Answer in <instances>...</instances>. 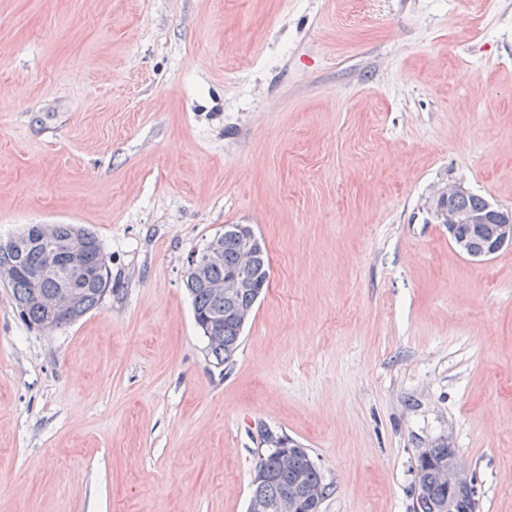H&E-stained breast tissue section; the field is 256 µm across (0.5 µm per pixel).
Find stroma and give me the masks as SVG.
<instances>
[{
    "label": "stroma",
    "mask_w": 512,
    "mask_h": 512,
    "mask_svg": "<svg viewBox=\"0 0 512 512\" xmlns=\"http://www.w3.org/2000/svg\"><path fill=\"white\" fill-rule=\"evenodd\" d=\"M512 0H0V239L94 232L112 291L39 330L0 283V512H246L260 425L321 512H412L455 448L512 512ZM228 224L270 275L228 371L183 279ZM469 193L461 183L448 182L436 193L439 206L435 210V217L441 224L448 225V234L451 241L461 254L473 260L482 261L495 255L503 248L512 247V209L502 207L487 199L483 205L484 197ZM450 199L453 200L448 203L447 200ZM445 201H447L445 204L447 207L449 205L450 208L455 210L446 209L442 206ZM482 205L483 207L480 208ZM471 224L474 225L477 232L482 234L485 242ZM457 225V232L461 235H467L472 240L475 251L484 250L475 252L469 238L456 233Z\"/></svg>",
    "instance_id": "35a3bbf8"
}]
</instances>
